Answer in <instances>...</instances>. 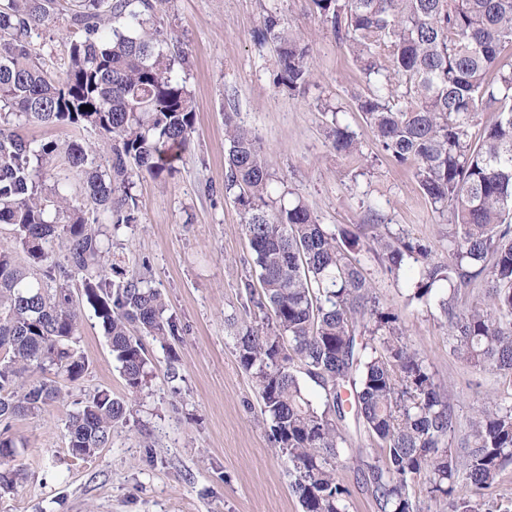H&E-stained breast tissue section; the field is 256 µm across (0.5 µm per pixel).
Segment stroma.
<instances>
[{
  "label": "stroma",
  "instance_id": "stroma-1",
  "mask_svg": "<svg viewBox=\"0 0 512 512\" xmlns=\"http://www.w3.org/2000/svg\"><path fill=\"white\" fill-rule=\"evenodd\" d=\"M270 10L313 46V77L300 91L276 87L275 47L256 40ZM159 18L165 37L189 56L195 131L172 174L136 180L138 221L120 226L113 251L124 257L127 277L146 276L161 290L180 335L146 341L153 375L126 422L108 447L75 459L70 413L95 391L127 393L101 326L83 310L78 347L87 369L77 381L58 379L61 397L45 410L12 421L25 480L0 490V512H302L287 464L257 422L260 400L225 324L242 313L257 281L242 210L224 193L225 109L258 135L275 192L303 200L321 223L372 225L419 241L433 257L448 254L446 217L433 212L411 166L378 151L355 105L366 78L311 0H166ZM335 122L361 143L362 155L336 153ZM359 257L381 303L399 314L407 343L452 386L454 414L468 426L496 395V374L457 358L438 308L408 303L414 265L395 276L373 252Z\"/></svg>",
  "mask_w": 512,
  "mask_h": 512
}]
</instances>
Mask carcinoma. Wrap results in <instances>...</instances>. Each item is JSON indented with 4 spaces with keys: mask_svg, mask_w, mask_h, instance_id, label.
<instances>
[{
    "mask_svg": "<svg viewBox=\"0 0 512 512\" xmlns=\"http://www.w3.org/2000/svg\"><path fill=\"white\" fill-rule=\"evenodd\" d=\"M165 0H70L66 58L54 73L33 36L54 22L60 0H0V488H11L17 441L10 421L60 397L42 376L76 381L81 307L93 310L119 365L128 398L98 391L69 415L70 454L94 456L112 442L151 374L143 337L179 335L159 290L122 279L111 228L137 222L134 179L161 177L164 158L188 147L195 106L155 23ZM348 45L374 89L356 96L378 148L415 167L424 195L450 214L448 257L434 259L404 236H373V253L394 275L419 264L407 300L437 305L453 352L499 378L501 401L469 422L461 452L448 448L452 392L405 341L400 316L380 304L357 254L356 230L319 222L300 200L275 198L259 137L224 112L229 143L224 192L243 210L261 291L237 321L235 349L262 400L274 451L303 512H348L338 477L347 422L367 438L351 449L380 512H485L500 471L512 462V0H312ZM256 39L278 45L276 85L299 91L312 75V47L275 12ZM83 105L92 109L85 111ZM499 119L474 141L477 114ZM29 123L98 132L96 143L37 142ZM340 154L361 152L344 127L330 130ZM63 158L65 176L55 171ZM81 184L71 196L64 182ZM79 283L80 298L71 285ZM478 289L472 301L461 292ZM264 314L251 319L252 309ZM322 391L315 405L299 375Z\"/></svg>",
    "mask_w": 512,
    "mask_h": 512,
    "instance_id": "1",
    "label": "carcinoma"
}]
</instances>
